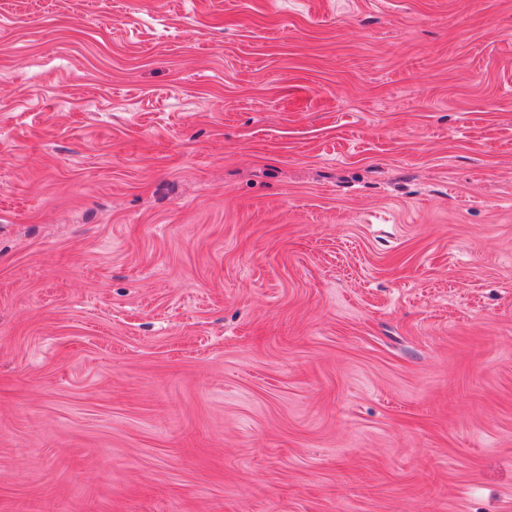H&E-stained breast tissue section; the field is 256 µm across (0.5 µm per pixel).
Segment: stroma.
<instances>
[{
	"label": "stroma",
	"instance_id": "obj_1",
	"mask_svg": "<svg viewBox=\"0 0 512 512\" xmlns=\"http://www.w3.org/2000/svg\"><path fill=\"white\" fill-rule=\"evenodd\" d=\"M0 512H512V0H0Z\"/></svg>",
	"mask_w": 512,
	"mask_h": 512
}]
</instances>
